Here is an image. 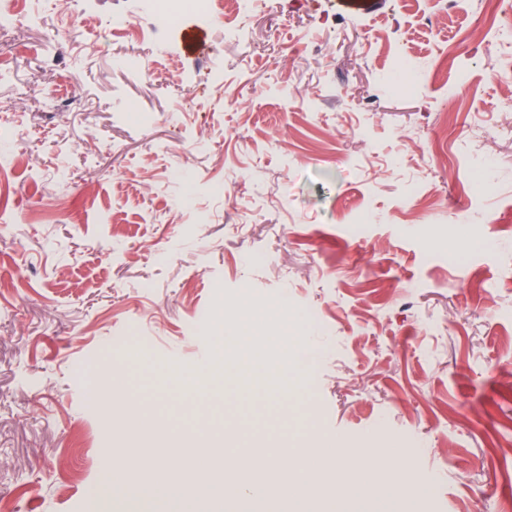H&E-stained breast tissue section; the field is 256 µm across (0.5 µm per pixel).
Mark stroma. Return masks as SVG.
I'll use <instances>...</instances> for the list:
<instances>
[{
    "instance_id": "stroma-1",
    "label": "stroma",
    "mask_w": 512,
    "mask_h": 512,
    "mask_svg": "<svg viewBox=\"0 0 512 512\" xmlns=\"http://www.w3.org/2000/svg\"><path fill=\"white\" fill-rule=\"evenodd\" d=\"M17 8L4 41L23 49L0 68V499L83 512L90 487L116 480L103 449L145 458L179 435L260 457L313 431L406 450L415 484L347 512H512V68H488L469 15L442 20V0L362 15L255 0L235 33L193 14L158 24L151 0ZM119 17L128 28L98 43ZM402 44L419 88L395 96L384 77ZM440 53L469 72L467 92L435 68ZM445 114L495 130L464 141L493 163L486 187L433 154ZM433 231L467 246L468 264L426 247ZM250 305L301 323L292 349L251 325L273 367L302 368L315 412L301 427L244 395L194 419L167 382L211 365L226 311L244 321ZM93 364L112 383L102 406ZM163 388L143 441L116 399Z\"/></svg>"
}]
</instances>
